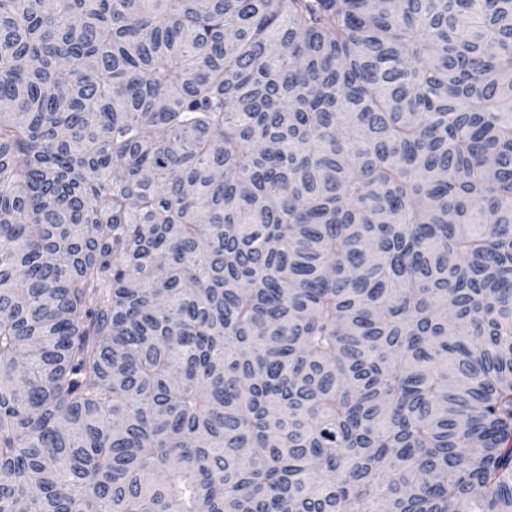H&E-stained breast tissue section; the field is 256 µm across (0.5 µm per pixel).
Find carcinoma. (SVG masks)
I'll use <instances>...</instances> for the list:
<instances>
[{
	"instance_id": "obj_1",
	"label": "carcinoma",
	"mask_w": 512,
	"mask_h": 512,
	"mask_svg": "<svg viewBox=\"0 0 512 512\" xmlns=\"http://www.w3.org/2000/svg\"><path fill=\"white\" fill-rule=\"evenodd\" d=\"M0 512H512V0H0Z\"/></svg>"
}]
</instances>
